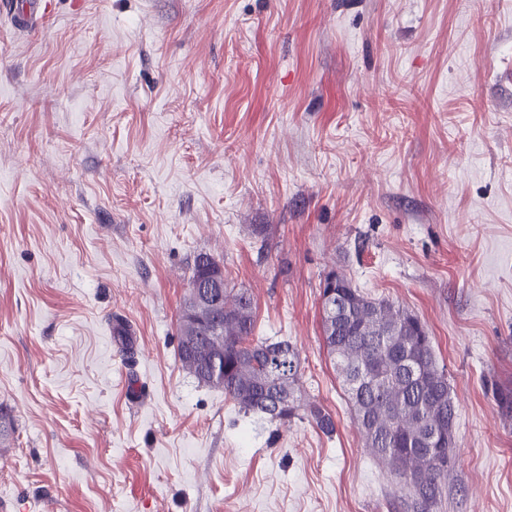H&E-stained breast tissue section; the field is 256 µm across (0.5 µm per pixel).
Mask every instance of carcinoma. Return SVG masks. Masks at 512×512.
<instances>
[{
	"label": "carcinoma",
	"mask_w": 512,
	"mask_h": 512,
	"mask_svg": "<svg viewBox=\"0 0 512 512\" xmlns=\"http://www.w3.org/2000/svg\"><path fill=\"white\" fill-rule=\"evenodd\" d=\"M219 276L218 304L193 305L185 297L178 317V360L198 382L224 390L241 411L288 423L310 418L325 435L336 430L332 416L301 402L296 379L297 347L286 339L255 333L253 297L231 285L224 265L208 252L197 253L189 285ZM321 294L335 292L336 312L351 318L328 324L323 343L336 365L365 446L396 478L416 512H439L452 468L437 463L456 443L448 424L456 407L448 376L437 365L425 325L388 300L362 294L334 268L320 281ZM436 436L435 448L418 437Z\"/></svg>",
	"instance_id": "1"
}]
</instances>
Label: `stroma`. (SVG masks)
Segmentation results:
<instances>
[{"label": "stroma", "instance_id": "35a3bbf8", "mask_svg": "<svg viewBox=\"0 0 512 512\" xmlns=\"http://www.w3.org/2000/svg\"><path fill=\"white\" fill-rule=\"evenodd\" d=\"M509 69L512 0L0 16V512H412L323 345L332 268L433 339L457 409L442 512H512ZM200 251L296 344L333 435L182 369Z\"/></svg>", "mask_w": 512, "mask_h": 512}]
</instances>
